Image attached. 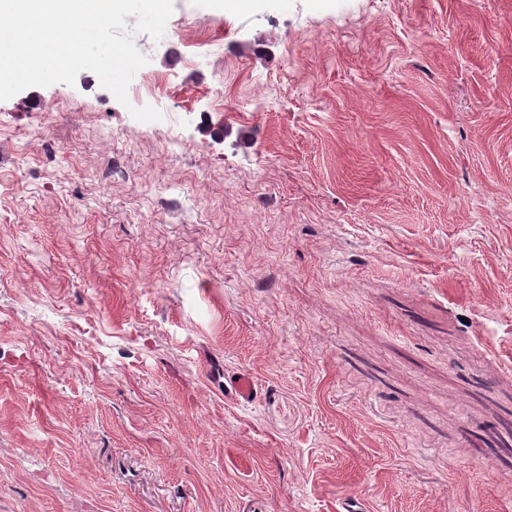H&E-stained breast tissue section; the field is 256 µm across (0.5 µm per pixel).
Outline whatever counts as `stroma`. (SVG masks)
<instances>
[{
	"mask_svg": "<svg viewBox=\"0 0 512 512\" xmlns=\"http://www.w3.org/2000/svg\"><path fill=\"white\" fill-rule=\"evenodd\" d=\"M133 42L0 102V512H512V0Z\"/></svg>",
	"mask_w": 512,
	"mask_h": 512,
	"instance_id": "obj_1",
	"label": "stroma"
}]
</instances>
